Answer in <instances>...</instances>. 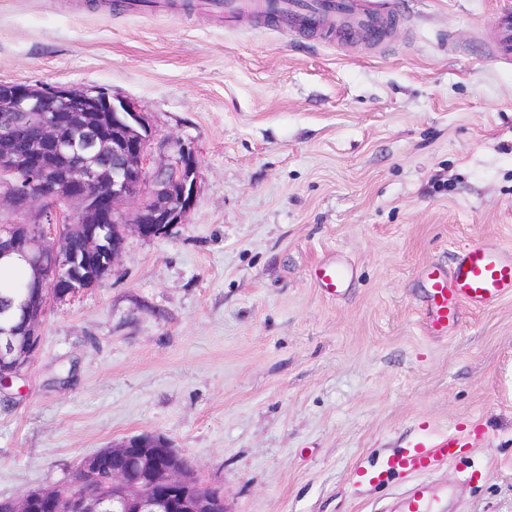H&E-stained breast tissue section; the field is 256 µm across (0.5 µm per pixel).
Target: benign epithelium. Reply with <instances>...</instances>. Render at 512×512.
I'll return each instance as SVG.
<instances>
[{
    "instance_id": "7a95c632",
    "label": "benign epithelium",
    "mask_w": 512,
    "mask_h": 512,
    "mask_svg": "<svg viewBox=\"0 0 512 512\" xmlns=\"http://www.w3.org/2000/svg\"><path fill=\"white\" fill-rule=\"evenodd\" d=\"M112 112L135 131L128 140L112 141V183L102 190L95 167L106 153L101 123H88L87 112ZM0 205L16 211H33L30 222L0 227V261L15 256L43 271V276L59 274L46 269L40 256L46 245L62 239L66 216L55 209V199L47 189L53 172L34 142L38 135L60 153L85 156L84 166L65 176L69 183L66 204L75 205L87 223L89 254L106 242V223L115 224L112 237L121 244L112 248V260L93 268L90 278L97 283L109 274L124 254L127 236L144 239L160 237L176 224L185 223L197 193V162L185 148L177 157L147 168L154 135L145 116L122 97L88 89L45 84H6L0 92ZM42 311L29 318L28 353L17 338L0 331V382L20 374L34 356L39 342ZM112 469L99 466L100 453L84 456L76 469L85 491L57 486L35 490L10 501L11 512H35L40 502L55 506V512H229L224 498H215L197 481L187 460L156 434H141L112 444Z\"/></svg>"
}]
</instances>
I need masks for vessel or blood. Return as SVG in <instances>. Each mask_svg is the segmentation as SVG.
<instances>
[{
	"label": "vessel or blood",
	"mask_w": 512,
	"mask_h": 512,
	"mask_svg": "<svg viewBox=\"0 0 512 512\" xmlns=\"http://www.w3.org/2000/svg\"><path fill=\"white\" fill-rule=\"evenodd\" d=\"M206 11L232 20L248 8L247 0H204ZM285 12L291 29H310L326 18L354 27L381 29L382 15L373 8L360 7L353 0H287ZM493 47L504 63L512 62V12L499 13L493 23ZM351 276L342 264L315 266L313 278L331 293L340 292ZM423 281L420 302L423 329L432 336H445L457 326L463 310L480 311L512 296V259H506L499 245L477 241L457 256L454 270L430 265L420 271ZM478 436L451 434L435 440L417 441L389 457L374 478L384 481L392 474L413 476L414 481L398 498V512H434L444 489L423 482V475L453 459L464 448L477 445Z\"/></svg>",
	"instance_id": "b4317fda"
}]
</instances>
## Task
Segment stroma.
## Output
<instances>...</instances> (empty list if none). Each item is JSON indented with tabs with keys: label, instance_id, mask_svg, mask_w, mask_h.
<instances>
[{
	"label": "stroma",
	"instance_id": "obj_1",
	"mask_svg": "<svg viewBox=\"0 0 512 512\" xmlns=\"http://www.w3.org/2000/svg\"><path fill=\"white\" fill-rule=\"evenodd\" d=\"M113 2L0 0V83L132 100L154 163L194 153L198 194L49 303L0 383V500L152 433L230 512H391L406 477L370 479L388 457L476 430L429 480L453 512H512V297L441 338L418 301L420 267L512 250V64L487 49L512 0H386L378 38ZM322 261L353 267L341 297Z\"/></svg>",
	"mask_w": 512,
	"mask_h": 512
}]
</instances>
